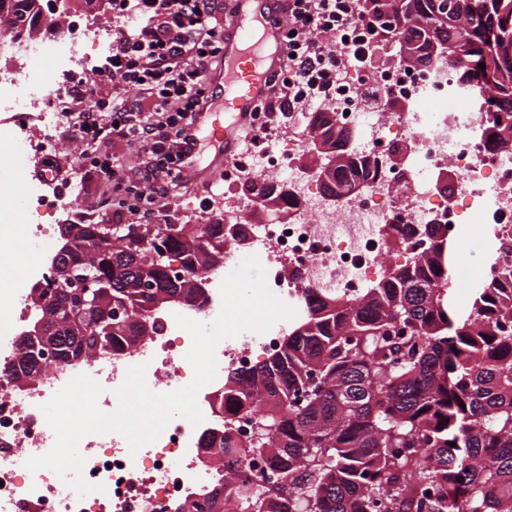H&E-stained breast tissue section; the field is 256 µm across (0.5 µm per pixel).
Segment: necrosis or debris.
<instances>
[{
  "label": "necrosis or debris",
  "instance_id": "1",
  "mask_svg": "<svg viewBox=\"0 0 512 512\" xmlns=\"http://www.w3.org/2000/svg\"><path fill=\"white\" fill-rule=\"evenodd\" d=\"M99 39L85 20L67 40L10 44L11 56L32 58L44 68L29 75L0 66V143L22 145L31 159L50 162L66 124V88L72 77L91 73L94 58L89 47ZM370 82L397 99L402 111L366 105L350 82L331 101L342 123L360 134L358 155L378 164L367 188L338 206L320 198L294 176L302 142L278 132L259 150L225 163L228 182L266 178L286 183L293 199L290 217L285 222L254 223L256 203L250 199L225 212V223L246 225L247 246L226 245L223 268L206 274L214 288L209 305L184 309V316L213 322L221 310L224 267L249 254L263 260L270 291L299 311L305 289H333L357 298L382 279L400 259L389 248L391 225L445 224L452 239L463 224L480 230L490 224L512 227V153L488 149L480 134L483 113L445 109V102L460 97L447 70H407L391 61L376 69ZM398 137L408 144L401 160L390 152ZM400 162L412 173L403 193L392 189L393 168ZM442 171L454 186L447 197L434 186L435 174ZM15 195L27 199L26 212L12 207ZM48 201L44 188L29 181L0 189V232H14L24 247L21 272L8 285H0V364L17 355L14 337L32 314L29 288L52 280L49 246L56 240L57 227L43 218ZM292 270L299 272V279L289 278ZM158 323L157 332L133 350L98 356L68 370L48 367L41 378L23 387L0 374V512H175L184 499H204L223 486V465L199 463L198 427L182 417L174 418L155 442L135 452L116 432L85 436L82 472L95 490L83 497L58 495L53 470H22L13 460L18 450L30 458L52 448L55 434L41 407L77 375H88L102 386L98 406L107 414L117 410L115 391L132 366L146 365V383L156 393L189 384L194 375L186 358L190 334L177 326L173 312L162 314ZM288 326V321L280 320L266 332L248 330L217 343V373L197 396L204 425L223 419L213 398L224 389V368L245 369L260 356L273 355ZM174 457L180 461L175 468L169 465Z\"/></svg>",
  "mask_w": 512,
  "mask_h": 512
}]
</instances>
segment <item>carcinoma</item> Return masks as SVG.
I'll return each mask as SVG.
<instances>
[{
  "mask_svg": "<svg viewBox=\"0 0 512 512\" xmlns=\"http://www.w3.org/2000/svg\"><path fill=\"white\" fill-rule=\"evenodd\" d=\"M30 0H0L17 22ZM379 47L398 46L408 66L447 65L456 87L479 91L482 135L512 151V0H361ZM485 68H479V63ZM308 152L324 159V188L363 183L368 164L349 146L353 132L331 106L316 113ZM245 190L277 208L287 191L249 181ZM52 262L94 277L99 303L70 316L68 288L31 289L33 321L52 330L58 352L84 358L138 346L174 305L201 307L204 273L224 260L236 225L63 224ZM395 245L408 263L351 300L304 293L302 319L280 349L245 372L224 373L220 406L256 415L242 437L224 422L199 447L236 469L268 456L262 491L247 483L210 502L187 499L176 512H223L224 496L246 512H512V265L492 256L495 274L473 289L464 317L448 315V236L418 224ZM180 263L172 273L170 260ZM151 329H146V325ZM9 375L42 372L30 346Z\"/></svg>",
  "mask_w": 512,
  "mask_h": 512,
  "instance_id": "carcinoma-1",
  "label": "carcinoma"
}]
</instances>
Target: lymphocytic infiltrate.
Returning <instances> with one entry per match:
<instances>
[{"instance_id":"obj_1","label":"lymphocytic infiltrate","mask_w":512,"mask_h":512,"mask_svg":"<svg viewBox=\"0 0 512 512\" xmlns=\"http://www.w3.org/2000/svg\"><path fill=\"white\" fill-rule=\"evenodd\" d=\"M282 54L259 114L251 115L243 148L268 135V115L303 113L328 103L351 73L372 71L376 36L360 0H281ZM214 0H112L117 18L140 14L137 26L112 37L106 64L78 83L67 140L87 172L112 187L107 201L119 220L153 223L184 183V157L197 146L193 115L210 98V71L222 56L224 28ZM139 145L127 168L117 140Z\"/></svg>"}]
</instances>
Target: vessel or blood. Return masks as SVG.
I'll list each match as a JSON object with an SVG mask.
<instances>
[{"mask_svg": "<svg viewBox=\"0 0 512 512\" xmlns=\"http://www.w3.org/2000/svg\"><path fill=\"white\" fill-rule=\"evenodd\" d=\"M278 0H237L224 32L222 62L212 73L218 90L209 106L194 115L214 162L235 153L238 131L256 103L267 94V80L282 51Z\"/></svg>", "mask_w": 512, "mask_h": 512, "instance_id": "vessel-or-blood-1", "label": "vessel or blood"}]
</instances>
